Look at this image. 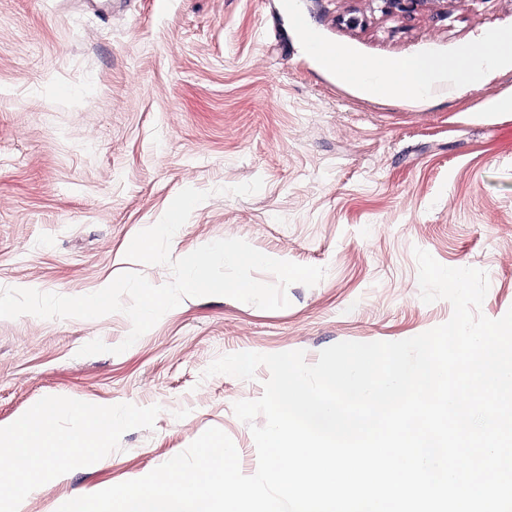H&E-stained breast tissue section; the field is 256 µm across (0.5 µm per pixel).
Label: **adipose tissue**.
<instances>
[{
  "mask_svg": "<svg viewBox=\"0 0 512 512\" xmlns=\"http://www.w3.org/2000/svg\"><path fill=\"white\" fill-rule=\"evenodd\" d=\"M512 56V38H502L477 51L464 52L455 67L456 76L470 88L482 87L486 73L501 59ZM440 62L420 57H405L388 63L360 62L344 68L345 76L373 92L398 91L407 97L429 95Z\"/></svg>",
  "mask_w": 512,
  "mask_h": 512,
  "instance_id": "ef3b65f1",
  "label": "adipose tissue"
}]
</instances>
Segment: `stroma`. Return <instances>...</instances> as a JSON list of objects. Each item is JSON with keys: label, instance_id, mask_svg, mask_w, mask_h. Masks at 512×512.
I'll use <instances>...</instances> for the list:
<instances>
[{"label": "stroma", "instance_id": "obj_1", "mask_svg": "<svg viewBox=\"0 0 512 512\" xmlns=\"http://www.w3.org/2000/svg\"><path fill=\"white\" fill-rule=\"evenodd\" d=\"M447 18H406L376 0H0V288L96 292L126 271L154 285L168 267L126 258L176 194L208 192L173 237L178 259L240 238L281 260L326 268L289 287V307L187 297L120 354L129 318L0 319V427L46 396L157 405L104 462L62 475L22 512L141 478L209 428L257 469L234 414L269 377H205L217 357L342 341H400L447 322L420 299L415 249L486 272L481 311L512 309V59L462 88L458 56L512 37V0H448ZM341 62L415 55L443 64L432 92L372 93ZM67 86L71 95H60ZM262 178L250 196L229 187Z\"/></svg>", "mask_w": 512, "mask_h": 512}]
</instances>
